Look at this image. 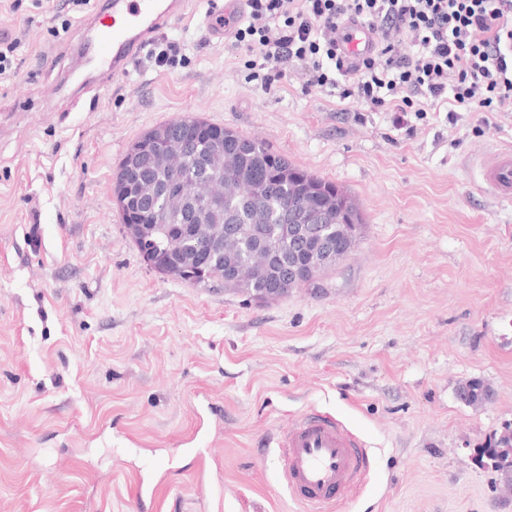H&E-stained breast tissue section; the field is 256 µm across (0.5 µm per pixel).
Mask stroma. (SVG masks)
Segmentation results:
<instances>
[{"label":"stroma","instance_id":"obj_1","mask_svg":"<svg viewBox=\"0 0 512 512\" xmlns=\"http://www.w3.org/2000/svg\"><path fill=\"white\" fill-rule=\"evenodd\" d=\"M0 0V512H305L275 439L333 416L369 463L327 512H512L473 450L512 423V200L482 163L512 112L394 115L292 78L265 92L207 40L208 0L165 33L187 65L135 63L61 100L96 8ZM346 189L364 219L316 285L262 302L157 274L112 204L128 146L187 115ZM480 379L491 402L468 406ZM491 394L490 387L478 379L467 381L457 388L458 399L468 405L488 403Z\"/></svg>","mask_w":512,"mask_h":512}]
</instances>
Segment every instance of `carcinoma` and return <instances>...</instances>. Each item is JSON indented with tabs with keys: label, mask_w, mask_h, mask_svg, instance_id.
<instances>
[{
	"label": "carcinoma",
	"mask_w": 512,
	"mask_h": 512,
	"mask_svg": "<svg viewBox=\"0 0 512 512\" xmlns=\"http://www.w3.org/2000/svg\"><path fill=\"white\" fill-rule=\"evenodd\" d=\"M178 125L192 141V147L173 158V166L147 168L141 152L170 148L168 135ZM224 159V182L213 185L212 200L192 206L168 195L173 174L181 177L180 186L192 191L193 181L205 173L208 157ZM154 183L159 199L152 211L137 206L135 194L139 179ZM113 201L124 227L137 225L131 236L136 248L159 229L180 238L173 250L176 279L201 287L221 286L255 298L270 292L269 271L261 268V251L293 254L302 264L311 255L296 251L288 238L285 214L293 211L295 223L305 224L310 210L322 209V229L330 243L348 253L362 234V215L351 196L336 184L318 178L293 165L268 145L198 117H183L147 131L126 150L112 182ZM232 224L238 236L224 242L208 267L199 269L193 262L195 237L217 226ZM492 394L478 379L461 384L457 397L468 404H485ZM474 461L491 466L503 483L512 485V426L474 449Z\"/></svg>",
	"instance_id": "obj_1"
}]
</instances>
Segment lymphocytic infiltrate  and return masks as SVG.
I'll return each mask as SVG.
<instances>
[{"instance_id": "1", "label": "lymphocytic infiltrate", "mask_w": 512, "mask_h": 512, "mask_svg": "<svg viewBox=\"0 0 512 512\" xmlns=\"http://www.w3.org/2000/svg\"><path fill=\"white\" fill-rule=\"evenodd\" d=\"M349 20L376 36L374 54L354 63L336 42ZM404 40L413 51L395 55ZM231 46L250 55L261 90L297 76L398 124L445 105L512 112V0H247Z\"/></svg>"}]
</instances>
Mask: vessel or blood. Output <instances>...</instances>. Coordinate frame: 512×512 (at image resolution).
<instances>
[{
    "label": "vessel or blood",
    "instance_id": "vessel-or-blood-1",
    "mask_svg": "<svg viewBox=\"0 0 512 512\" xmlns=\"http://www.w3.org/2000/svg\"><path fill=\"white\" fill-rule=\"evenodd\" d=\"M190 0H107L94 15L97 34L87 47L89 66L99 84L123 77L142 52L160 35L169 20L184 14ZM247 0H224L205 15L202 25L209 39L221 41L246 13ZM375 36L364 24L347 22L338 47L349 61L372 51ZM485 187L504 199L512 198V150L493 153L483 165ZM282 475L294 501L321 512L343 498L361 478L368 461L362 441L336 419L308 413L280 434Z\"/></svg>",
    "mask_w": 512,
    "mask_h": 512
}]
</instances>
